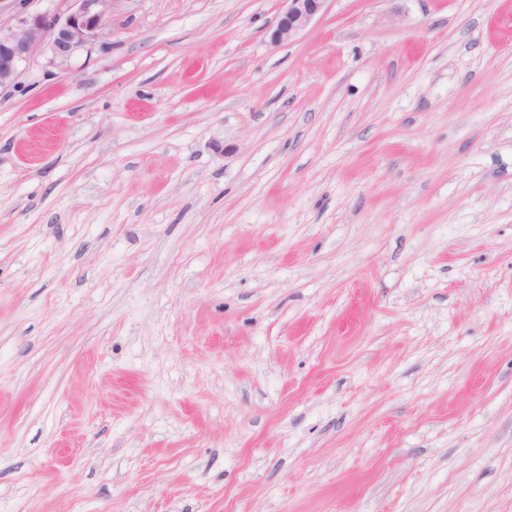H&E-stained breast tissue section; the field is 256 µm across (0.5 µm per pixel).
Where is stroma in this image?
Returning a JSON list of instances; mask_svg holds the SVG:
<instances>
[{
    "instance_id": "obj_1",
    "label": "stroma",
    "mask_w": 512,
    "mask_h": 512,
    "mask_svg": "<svg viewBox=\"0 0 512 512\" xmlns=\"http://www.w3.org/2000/svg\"><path fill=\"white\" fill-rule=\"evenodd\" d=\"M282 8L0 91V512H512V0ZM327 0H282L284 9L268 31V42L276 48L291 43L305 31L323 11Z\"/></svg>"
}]
</instances>
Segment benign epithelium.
I'll use <instances>...</instances> for the list:
<instances>
[{"label":"benign epithelium","instance_id":"7a95c632","mask_svg":"<svg viewBox=\"0 0 512 512\" xmlns=\"http://www.w3.org/2000/svg\"><path fill=\"white\" fill-rule=\"evenodd\" d=\"M29 0H0V90L14 85L23 65L37 55L64 70L72 56L100 43L117 0H64L50 14L31 11ZM284 9L268 31L276 48L291 43L323 11L326 0H282Z\"/></svg>","mask_w":512,"mask_h":512}]
</instances>
